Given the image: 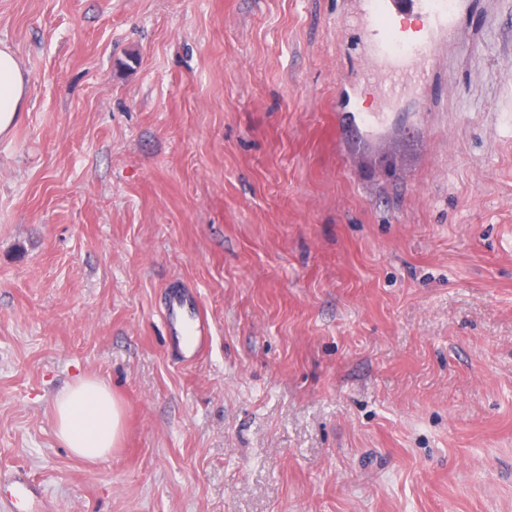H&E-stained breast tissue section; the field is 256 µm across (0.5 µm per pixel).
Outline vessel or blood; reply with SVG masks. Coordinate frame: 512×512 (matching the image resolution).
<instances>
[{
    "instance_id": "1",
    "label": "vessel or blood",
    "mask_w": 512,
    "mask_h": 512,
    "mask_svg": "<svg viewBox=\"0 0 512 512\" xmlns=\"http://www.w3.org/2000/svg\"><path fill=\"white\" fill-rule=\"evenodd\" d=\"M357 25L362 33L365 66L359 79L376 95L378 107L366 112V135L381 134L389 125L391 108L421 94L442 46L454 38L469 0H358ZM161 313L178 360L193 361L212 333L200 312L197 293L172 283L161 295ZM6 512H54L25 469L9 481Z\"/></svg>"
}]
</instances>
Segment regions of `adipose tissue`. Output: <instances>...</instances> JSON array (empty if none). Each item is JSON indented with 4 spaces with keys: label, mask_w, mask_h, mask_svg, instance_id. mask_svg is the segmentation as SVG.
I'll return each instance as SVG.
<instances>
[{
    "label": "adipose tissue",
    "mask_w": 512,
    "mask_h": 512,
    "mask_svg": "<svg viewBox=\"0 0 512 512\" xmlns=\"http://www.w3.org/2000/svg\"><path fill=\"white\" fill-rule=\"evenodd\" d=\"M28 94L16 55L0 48V136L11 133ZM56 437L72 454L99 460L111 454L123 429V411L111 387L95 378H78L52 403Z\"/></svg>",
    "instance_id": "obj_1"
}]
</instances>
